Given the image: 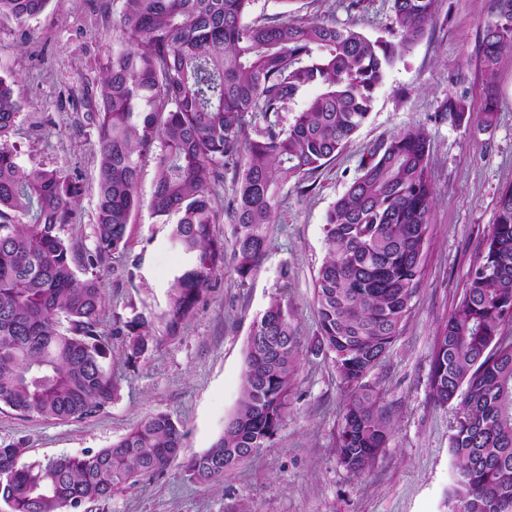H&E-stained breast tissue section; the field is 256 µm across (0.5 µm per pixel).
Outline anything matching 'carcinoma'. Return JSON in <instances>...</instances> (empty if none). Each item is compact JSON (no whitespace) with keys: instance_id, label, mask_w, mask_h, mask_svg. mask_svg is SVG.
Segmentation results:
<instances>
[{"instance_id":"cac0c4a2","label":"carcinoma","mask_w":512,"mask_h":512,"mask_svg":"<svg viewBox=\"0 0 512 512\" xmlns=\"http://www.w3.org/2000/svg\"><path fill=\"white\" fill-rule=\"evenodd\" d=\"M51 0H0V18L42 15ZM252 0H121L116 28L130 48L112 55L99 98L82 105L98 129L95 251L79 256L61 237L81 186L54 170L26 169L11 141L20 101L0 74V408L26 417L83 421L103 415L118 391L108 360L112 338L136 362L155 343L144 320L99 330L96 269L126 244L137 195L138 159L154 152L149 207L178 216L171 241L188 258L170 287L165 313L175 336L224 270V239L213 232V191L224 166L237 172L228 213L234 270L253 276L268 249L281 190L336 157L366 122L386 71L424 36L437 0H392L391 38L304 21L291 11L243 22ZM512 0H493L479 45L493 85L512 52ZM321 92L281 125V112L307 88ZM469 112L448 99L441 119ZM264 126L251 137L248 127ZM434 201L424 128L408 129L370 153L361 174L332 204L328 255L314 280L318 349L349 390L336 453L361 475L388 447L392 429L378 395L362 383L399 335L422 280ZM88 273L81 278L78 271ZM512 188L501 193L484 249L459 304L434 340L430 397L456 404L451 448L458 460L448 512H512ZM299 364L288 304L275 296L248 335L238 411L187 471L198 483L224 478L270 448L288 416ZM185 433L151 414L107 448L22 461L26 442L0 446V501L11 512H87L139 478L162 471Z\"/></svg>"}]
</instances>
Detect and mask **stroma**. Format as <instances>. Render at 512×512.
<instances>
[{
	"instance_id": "obj_1",
	"label": "stroma",
	"mask_w": 512,
	"mask_h": 512,
	"mask_svg": "<svg viewBox=\"0 0 512 512\" xmlns=\"http://www.w3.org/2000/svg\"><path fill=\"white\" fill-rule=\"evenodd\" d=\"M120 0H52L24 23L0 18V71L17 75L21 108L13 141L19 163L79 179L84 191L62 236L77 254L94 251L98 132L71 91L99 93L112 55L125 49L116 29ZM392 0H298L300 17L387 37ZM491 0H439L424 38L387 72L368 121L336 158L280 195L269 227V250L240 282L232 262L205 291L178 336L164 314L170 285L184 263L169 242L171 227L153 218L152 154L140 159L142 200L127 227L125 248L100 271L99 329L143 316L156 338L137 362L112 342L119 391L106 414L81 422L0 410V443L26 442L25 457L45 461L105 448L133 424L166 413L186 434L181 459L94 506L93 512H448L456 469L451 449L454 406L429 397L439 325L455 309L470 269L484 248L500 193L512 186V53L501 58L495 89H487L478 47ZM495 92L497 119L484 127L483 107ZM466 95L462 124L439 118L448 98ZM425 128L434 175V203L424 249L423 281L399 336L364 382L379 396L392 428L388 448L361 475L336 454L347 389L329 357L315 352V276L327 256L330 206L359 176L371 151L400 132ZM291 271L282 280V268ZM283 296L297 331L300 368L288 416L274 446L224 479L193 481L185 457L211 447L237 409L253 320L273 296Z\"/></svg>"
}]
</instances>
